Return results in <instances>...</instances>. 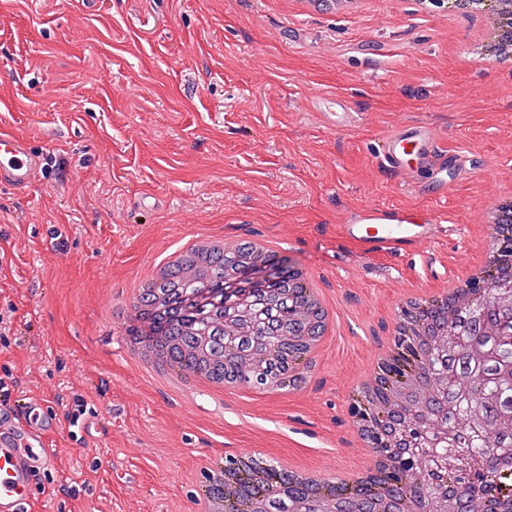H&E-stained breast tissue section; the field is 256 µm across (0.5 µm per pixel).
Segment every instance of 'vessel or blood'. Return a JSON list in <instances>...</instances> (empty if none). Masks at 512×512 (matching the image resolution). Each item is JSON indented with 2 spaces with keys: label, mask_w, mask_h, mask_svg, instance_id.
Wrapping results in <instances>:
<instances>
[{
  "label": "vessel or blood",
  "mask_w": 512,
  "mask_h": 512,
  "mask_svg": "<svg viewBox=\"0 0 512 512\" xmlns=\"http://www.w3.org/2000/svg\"><path fill=\"white\" fill-rule=\"evenodd\" d=\"M315 110L324 112L329 126L352 127L348 96L316 93ZM378 153L393 172L413 167L428 171L436 195L448 190V159L428 124L403 122L382 134ZM46 156L28 139L0 127V188L27 194L40 179ZM439 217L435 213L407 214L378 204H367L349 223L340 225L342 238L355 244L365 257L393 253L422 243H433ZM60 420L45 399L24 394L0 399V512H41L34 493L38 481L54 468L50 439Z\"/></svg>",
  "instance_id": "obj_1"
}]
</instances>
